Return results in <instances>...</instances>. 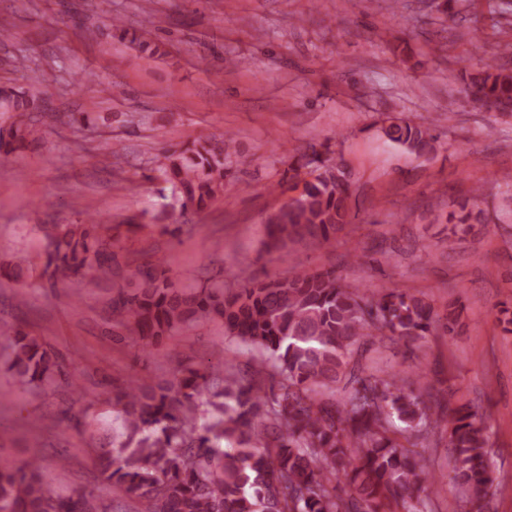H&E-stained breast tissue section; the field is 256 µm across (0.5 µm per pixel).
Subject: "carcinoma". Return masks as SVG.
I'll use <instances>...</instances> for the list:
<instances>
[{"label":"carcinoma","mask_w":512,"mask_h":512,"mask_svg":"<svg viewBox=\"0 0 512 512\" xmlns=\"http://www.w3.org/2000/svg\"><path fill=\"white\" fill-rule=\"evenodd\" d=\"M466 92L480 106L512 112V69L491 64L471 75ZM405 152H434L429 124L384 128ZM39 137L17 114L0 127L9 152ZM231 138L187 143L167 152L158 171L182 206L201 210L224 193L225 148ZM322 143H309L294 165L309 169L303 192L266 224L264 251L327 242L353 223L347 181L325 175ZM482 199L459 204L447 223H468ZM50 239L40 277L72 279L86 271L112 276L108 307L116 341L145 346L203 321L258 351L265 364L216 368L187 364L169 380L129 382L113 396L120 430L97 457L101 480L137 512H432L420 491L442 481L425 457L443 434L454 457L451 479L467 490L469 512H488L504 486L488 462V434L470 404L448 401L435 412L422 393L393 373L355 369L361 344L387 336L406 345L440 327L451 334L457 315H440L400 288L366 298L362 285L334 270L296 267L288 278L243 271L234 289L178 288L158 265L122 266L112 226L98 220L47 224ZM8 370L23 386L67 380L64 367L38 338L20 328L8 336ZM349 389L340 401L336 384ZM0 512H99L93 493L60 495L44 483L39 460L0 464Z\"/></svg>","instance_id":"obj_1"}]
</instances>
